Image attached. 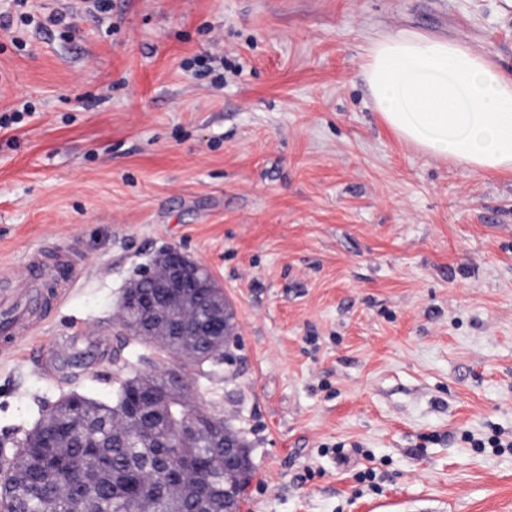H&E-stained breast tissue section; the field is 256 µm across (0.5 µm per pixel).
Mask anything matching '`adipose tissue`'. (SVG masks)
Wrapping results in <instances>:
<instances>
[{
  "label": "adipose tissue",
  "mask_w": 512,
  "mask_h": 512,
  "mask_svg": "<svg viewBox=\"0 0 512 512\" xmlns=\"http://www.w3.org/2000/svg\"><path fill=\"white\" fill-rule=\"evenodd\" d=\"M371 101L424 154L512 171V76L466 42L400 30L375 39L362 67Z\"/></svg>",
  "instance_id": "adipose-tissue-1"
}]
</instances>
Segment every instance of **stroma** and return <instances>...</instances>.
Masks as SVG:
<instances>
[{"instance_id":"stroma-1","label":"stroma","mask_w":512,"mask_h":512,"mask_svg":"<svg viewBox=\"0 0 512 512\" xmlns=\"http://www.w3.org/2000/svg\"><path fill=\"white\" fill-rule=\"evenodd\" d=\"M26 0L73 32L0 27V279L73 253L65 298L0 351V439L38 401L109 399L126 282L162 247L235 316L192 406L252 446L241 512H512V172L423 155L362 66L400 29L512 75V0ZM498 437V448L471 439Z\"/></svg>"}]
</instances>
